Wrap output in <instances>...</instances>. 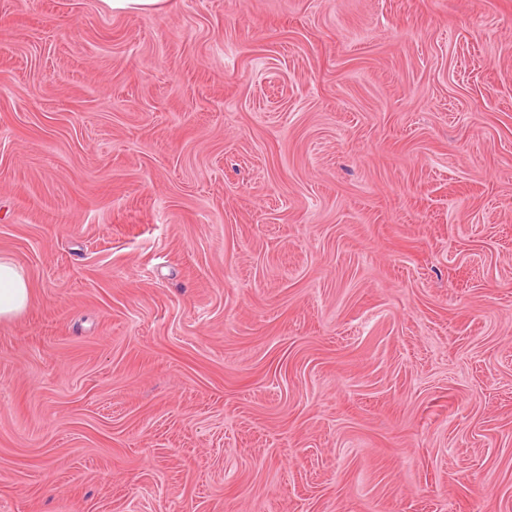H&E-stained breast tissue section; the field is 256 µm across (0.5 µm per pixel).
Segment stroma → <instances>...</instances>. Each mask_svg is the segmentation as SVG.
<instances>
[{"mask_svg":"<svg viewBox=\"0 0 512 512\" xmlns=\"http://www.w3.org/2000/svg\"><path fill=\"white\" fill-rule=\"evenodd\" d=\"M0 512H512V0H0ZM117 14H142L160 12L165 8L167 0H102ZM32 291L24 271L0 256V322L10 321L30 305Z\"/></svg>","mask_w":512,"mask_h":512,"instance_id":"stroma-1","label":"stroma"}]
</instances>
